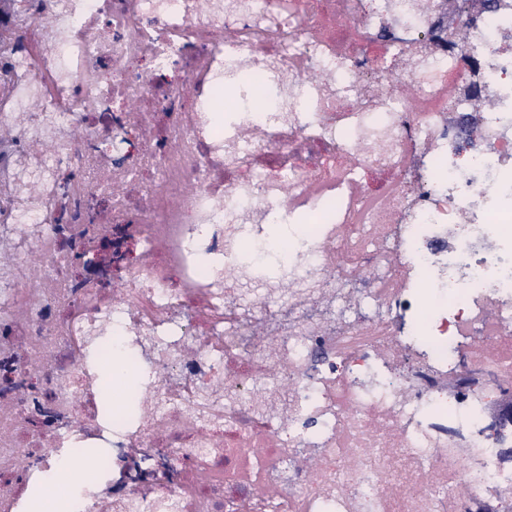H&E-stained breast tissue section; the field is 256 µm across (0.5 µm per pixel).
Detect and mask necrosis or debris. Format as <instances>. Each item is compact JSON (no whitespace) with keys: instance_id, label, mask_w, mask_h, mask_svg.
<instances>
[{"instance_id":"4bbe7bcc","label":"necrosis or debris","mask_w":512,"mask_h":512,"mask_svg":"<svg viewBox=\"0 0 512 512\" xmlns=\"http://www.w3.org/2000/svg\"><path fill=\"white\" fill-rule=\"evenodd\" d=\"M443 3L14 0L0 181L54 178L0 193L11 512L81 448L70 512H512V0ZM116 224L120 290L72 270Z\"/></svg>"}]
</instances>
